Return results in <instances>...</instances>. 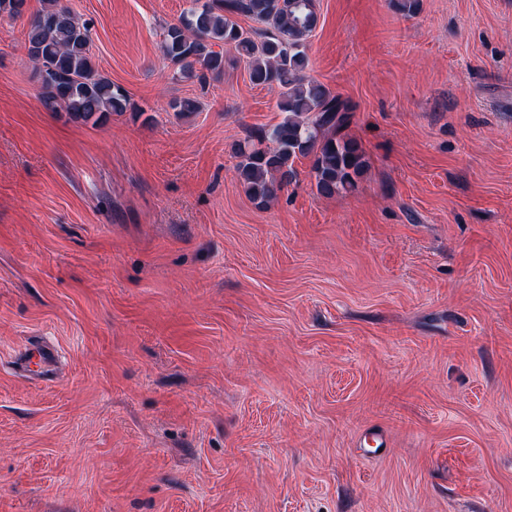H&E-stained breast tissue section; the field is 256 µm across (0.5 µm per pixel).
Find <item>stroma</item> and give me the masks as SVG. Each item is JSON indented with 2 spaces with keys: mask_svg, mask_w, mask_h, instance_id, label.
Here are the masks:
<instances>
[{
  "mask_svg": "<svg viewBox=\"0 0 512 512\" xmlns=\"http://www.w3.org/2000/svg\"><path fill=\"white\" fill-rule=\"evenodd\" d=\"M67 4L137 109L45 110L44 0L0 14V512H512V0H317L368 169L266 208L234 146L279 91L230 46L174 78L193 0Z\"/></svg>",
  "mask_w": 512,
  "mask_h": 512,
  "instance_id": "35a3bbf8",
  "label": "stroma"
}]
</instances>
